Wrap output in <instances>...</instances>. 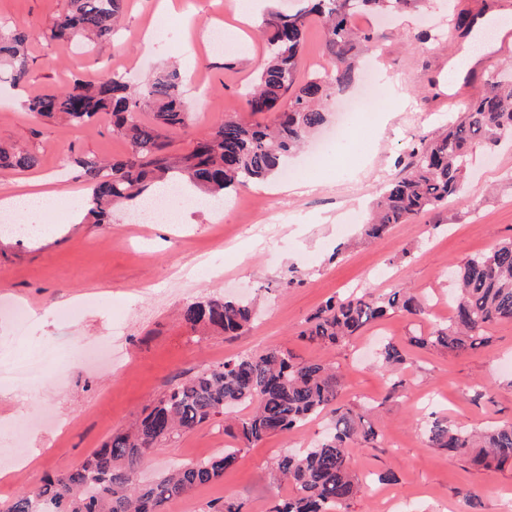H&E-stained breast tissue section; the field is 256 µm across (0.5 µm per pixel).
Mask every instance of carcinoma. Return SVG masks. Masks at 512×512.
<instances>
[{
  "instance_id": "carcinoma-1",
  "label": "carcinoma",
  "mask_w": 512,
  "mask_h": 512,
  "mask_svg": "<svg viewBox=\"0 0 512 512\" xmlns=\"http://www.w3.org/2000/svg\"><path fill=\"white\" fill-rule=\"evenodd\" d=\"M418 0H301L289 13L270 11L260 32L267 55L256 86L245 95L252 115H266L264 124L227 118L188 149L173 154L164 131L190 126L181 95L182 77L173 68L160 70L138 89L124 75L113 73L98 84L78 79L64 92L31 95L27 111L44 118L63 117L79 131L93 126L100 115L111 119L112 134L128 143L125 156L111 161L81 155L74 160L90 202L88 215L107 224L116 204L145 201L152 186L187 180L215 197L237 186L263 181L281 169V160L300 148L304 139L326 122L321 100L332 88L342 90L354 80L361 45L371 41L353 20L359 14L400 13ZM128 0H70L47 32L51 40L95 44L109 41ZM321 21L323 41L332 69L301 81L298 73L309 21ZM28 35L0 24V65L21 82L28 71ZM489 90L464 105L462 119L414 152L411 174L390 183L372 216L362 223L368 239L381 237L393 224L445 205L458 195L469 154L512 141V74L488 76ZM39 165L36 152L0 146V172L31 170ZM456 291L449 298L452 316L445 326L411 338L430 350L461 353L484 343L482 331L493 322L512 320V240L499 242L469 259L455 274ZM427 303L406 288L388 295L371 292L331 298L306 320L300 337L320 346H334L360 335L365 327L390 312L422 316ZM252 302L208 298L187 305L180 320L192 333L237 335L255 319ZM384 368L407 363L394 342L379 352ZM345 388L341 371L317 361H296L277 346L229 357L216 366L174 381L149 411L125 430L111 435L81 464L45 476L39 485L21 492L0 512H164L173 499L221 479L240 449L186 463L142 485V462L161 443L197 427L212 424L228 407L247 413L234 417L236 437L249 448L264 439L304 428L317 417L329 418L325 433L309 447L280 455L275 473L293 488L285 499L274 496L269 512H345L361 485L350 466L353 443L375 448L381 434L365 413L340 403ZM425 445L467 458L474 465L512 463V423L476 430L458 426L430 412ZM244 503L226 496L209 505L211 512H243Z\"/></svg>"
}]
</instances>
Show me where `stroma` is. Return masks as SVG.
<instances>
[{
  "label": "stroma",
  "instance_id": "35a3bbf8",
  "mask_svg": "<svg viewBox=\"0 0 512 512\" xmlns=\"http://www.w3.org/2000/svg\"><path fill=\"white\" fill-rule=\"evenodd\" d=\"M175 3L162 17L161 0H129L111 42L77 49L45 37L68 0H0V18L32 35L20 85L0 71V144L36 152L37 174L61 179L76 199L84 185L74 157L118 158L127 144L105 118L83 132L36 118L22 107L27 96L63 91L76 76L97 82L116 71L137 86L174 67L190 75L183 98L192 122L190 132H167L170 151L185 150L220 120L243 116L266 55L259 19L273 8L294 10L295 0H252L256 15L246 21L232 0ZM461 13L490 27V35L449 34V19ZM155 22L163 36H149ZM217 24L233 52L212 48ZM358 25L373 39L354 83L324 102L327 123L311 143L331 173L315 188L279 193L285 182L279 175L226 193L216 222L193 209L179 224H142L124 205L113 208L110 223L71 224L48 208L41 221L55 225L52 237L0 236V345L24 356L45 346L53 352L31 379L0 383V427L20 438L25 456L22 465L0 470V505L47 472L79 465L172 379L276 345L295 360L340 367L347 377L342 402L368 409L383 435L379 447L351 451L363 489L347 512H512V465L476 468L424 441L432 410L469 428L512 422V321L491 325L484 345L461 354L410 343L450 316L449 271L512 240V147L474 153L459 197L375 242L363 241L358 224L345 221L350 211L366 216L386 184L410 173L414 149L446 131L464 104L485 91L488 74L512 63V53L500 51L512 36V0H424L397 18L365 17ZM195 76L203 77V92H192ZM387 78L399 84L400 98L384 93ZM357 128L365 131L363 148L337 155L340 132ZM293 271L302 285H288ZM402 287L428 300L425 315L392 313L333 347L299 336L307 316L329 298L355 288L380 295ZM209 295L255 296L262 312L242 335L198 341L177 314ZM113 333L121 343L111 366L93 362L87 349ZM382 340L407 355L405 386L396 392L392 375L376 362ZM476 385L484 388L482 398L473 396ZM324 425L319 418L300 432L242 449L223 478L173 500L166 512H204L207 503L227 496L242 499L247 512H267L273 494L293 492L274 480L276 456L306 447ZM234 444L216 420L157 448L139 478L151 482L170 467ZM469 490L478 494L477 504L466 498Z\"/></svg>",
  "mask_w": 512,
  "mask_h": 512
}]
</instances>
